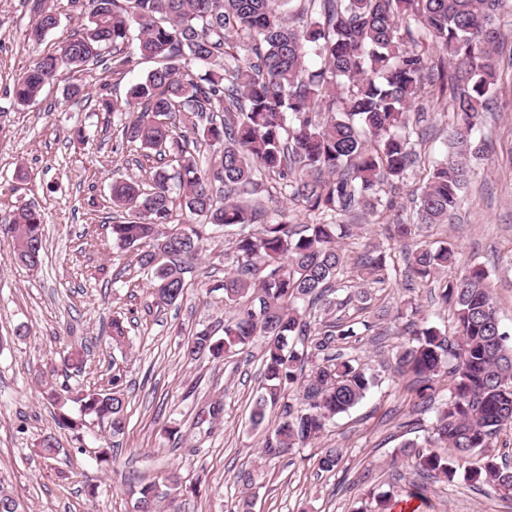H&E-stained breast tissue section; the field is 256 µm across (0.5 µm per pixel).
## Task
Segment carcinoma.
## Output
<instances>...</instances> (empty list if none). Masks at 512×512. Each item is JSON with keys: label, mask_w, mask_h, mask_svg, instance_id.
<instances>
[{"label": "carcinoma", "mask_w": 512, "mask_h": 512, "mask_svg": "<svg viewBox=\"0 0 512 512\" xmlns=\"http://www.w3.org/2000/svg\"><path fill=\"white\" fill-rule=\"evenodd\" d=\"M34 14L29 38L40 41L59 24L55 0H28ZM83 21L55 52L35 60L11 89L20 105L70 70L104 61L112 71L129 62L124 48L135 42L155 63L130 90L119 112L122 133L149 162V178L112 183V208L125 214L110 225L112 243L136 251L151 273L156 308L181 301L185 274L202 252L204 236L238 228L230 271L220 290L233 314L224 336L204 326L186 348L190 360L220 359L256 337L264 339L263 380L250 411L255 427L271 407L279 419L267 430L261 456L278 458L318 439L338 415L357 405L376 376L360 360L331 353L332 344L374 332L363 313L372 284L381 292L403 277L406 286L444 273L438 301L449 309L457 336L425 321L404 325L406 340L392 348L385 365L410 375L420 406L436 422L423 441L399 449L425 477L454 481L459 471L474 482L512 496V467L485 454L512 426V337L503 331L486 271H453L450 242L396 250L415 228L450 224L460 209L470 173L485 144L475 128L489 112L502 81L496 56L501 26L512 25V0H68ZM253 42L255 60L232 52L233 36ZM321 59L316 70L307 57ZM447 65L452 133L449 154L427 169L408 218L384 199L419 163L410 111L428 96L435 69ZM206 152L188 150L189 135ZM280 185L313 224L264 220L239 200L261 179ZM363 211L388 227L389 243L353 263L340 240L352 227L340 217ZM254 224L258 229H251ZM0 232L9 238L12 263L28 270L42 264L44 216L25 204ZM342 290L345 296L336 298ZM112 344L127 343L124 321L112 319ZM310 370H305L306 366ZM450 395L437 404L426 396L442 377ZM79 416L65 411L57 424L82 440L87 421H105L112 447H120L127 422L122 372L113 364L105 388L78 390ZM338 448H324L318 469L334 470ZM135 494L137 512H156L169 498L177 512L179 474Z\"/></svg>", "instance_id": "cac0c4a2"}]
</instances>
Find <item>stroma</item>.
<instances>
[{
  "label": "stroma",
  "instance_id": "1",
  "mask_svg": "<svg viewBox=\"0 0 512 512\" xmlns=\"http://www.w3.org/2000/svg\"><path fill=\"white\" fill-rule=\"evenodd\" d=\"M60 12L59 26L35 43L27 36L34 16L26 0H0V223L20 205H36L44 213L46 246L45 262L34 272L0 254V485L27 512H134L135 490L172 471L201 483L199 493L179 494L180 512H234L245 494L235 476L250 469L258 473L253 512H373L375 492L391 495V512H512V500L487 486L460 475L450 484L425 479L412 460L396 455L406 440L426 437L435 421L433 411L415 409L418 397L407 379L382 366L400 340L397 313L407 305L437 326H450L448 310L426 285L381 292L385 310L375 324L386 331L385 340L348 343L347 354L378 376L367 397L311 446L261 459L264 434L248 422L261 385V340L220 360L183 357L197 328H222L230 315L214 290L230 268L229 234L205 241L186 276L183 301L162 310L149 309L148 278L133 252L112 244L108 226L123 215L110 205V184L145 172L137 164L140 149L121 136L119 116L101 111L97 99L125 100L151 62L132 56L119 74L101 66L73 70L28 107L9 92L33 60L55 51L76 27L68 7ZM69 84L84 86L86 97H68ZM426 107L432 117L415 149L441 160L448 153L447 95H435ZM479 128L487 154L474 169L459 221L420 227L410 244L450 241L457 270L483 266L501 326L512 334V265L506 261L512 255V166L501 159L512 147V82L504 83ZM20 167L22 181L15 178ZM116 317L129 331L120 349L108 337ZM80 345L88 351L86 366L65 375L63 360ZM116 365L127 383V425L121 454L100 464L93 452L112 439L107 423L88 426L85 450L77 452L72 433L55 422L58 406L41 390L46 383L95 389ZM214 404L221 411L212 418L207 410ZM45 434L62 447L49 460L36 453ZM324 448L343 454L334 471L317 468ZM92 484L99 487L94 496Z\"/></svg>",
  "mask_w": 512,
  "mask_h": 512
}]
</instances>
